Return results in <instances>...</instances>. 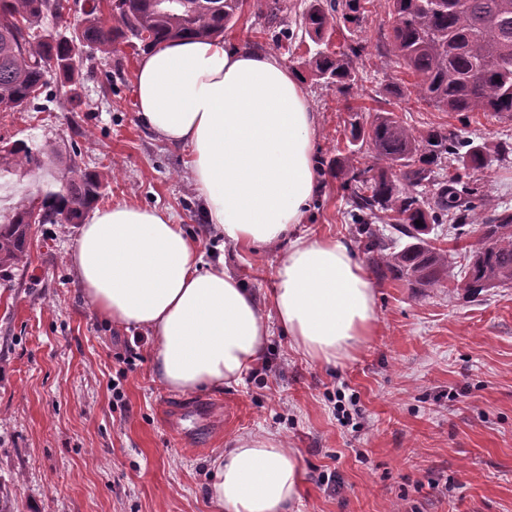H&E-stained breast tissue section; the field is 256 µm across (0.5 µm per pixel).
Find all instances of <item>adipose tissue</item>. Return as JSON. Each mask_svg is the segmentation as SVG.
Returning a JSON list of instances; mask_svg holds the SVG:
<instances>
[{"instance_id": "obj_1", "label": "adipose tissue", "mask_w": 512, "mask_h": 512, "mask_svg": "<svg viewBox=\"0 0 512 512\" xmlns=\"http://www.w3.org/2000/svg\"><path fill=\"white\" fill-rule=\"evenodd\" d=\"M140 120L189 151L204 223L240 248L287 242L268 307L165 208L117 203L83 224L70 261L82 293L113 327L154 340L153 370L176 392L241 381L274 330L307 360L333 364L377 332L370 275L350 242L297 234L319 189V114L283 59L245 41L178 39L137 67ZM207 492L224 512H295L301 470L275 438L216 454Z\"/></svg>"}]
</instances>
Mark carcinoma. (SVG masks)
<instances>
[{"mask_svg":"<svg viewBox=\"0 0 512 512\" xmlns=\"http://www.w3.org/2000/svg\"><path fill=\"white\" fill-rule=\"evenodd\" d=\"M367 0H308L302 12L304 35L318 49L308 59L315 80L347 97L358 93L356 64L366 45L354 40L330 53L328 44L340 23L362 26ZM389 40L394 55L416 77L421 98L443 112H495L512 117V0H388ZM242 0H110V15H98L95 0L78 25L65 32L41 29L51 13L60 19L67 0H0V112L38 106L55 76L69 87L78 107L74 56L79 48L107 53L121 43L140 42L142 50L184 37L213 39L239 17ZM275 24L274 43L293 39L281 14L286 0H267ZM369 140L385 169L377 175L359 167V145ZM352 148L331 164L334 177L349 192L357 242L394 277L410 284L450 283L472 297L512 285V213L492 207L473 174L487 168L485 147L453 131L417 135L390 113H379L364 128L351 123ZM42 153L25 143L0 147V172L36 168ZM400 171L406 188L396 183ZM95 173L74 168L65 188L45 192L41 205L17 207L0 225V277L24 263L30 224L73 223L101 196ZM451 219L456 236L474 235L478 247L460 261L424 238L430 224ZM386 220L411 243L398 250L378 236L373 224ZM422 224L417 225L415 221Z\"/></svg>","mask_w":512,"mask_h":512,"instance_id":"obj_1","label":"carcinoma"}]
</instances>
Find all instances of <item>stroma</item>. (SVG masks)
I'll use <instances>...</instances> for the list:
<instances>
[{
    "instance_id": "35a3bbf8",
    "label": "stroma",
    "mask_w": 512,
    "mask_h": 512,
    "mask_svg": "<svg viewBox=\"0 0 512 512\" xmlns=\"http://www.w3.org/2000/svg\"><path fill=\"white\" fill-rule=\"evenodd\" d=\"M264 3L244 0L226 37L274 48ZM389 25L386 0H374L352 98L316 84L307 44L277 50L320 116L321 188L300 233L355 238L348 194L330 172L350 147V110L367 123L389 110L414 131L451 130L492 150L512 144V120L420 99L391 51ZM138 60L123 44L108 54L80 49L81 110L54 83L47 111L0 112V139L44 154L43 168L6 174L0 224L19 205H39L69 169L92 171L106 185L100 206L169 208L267 305L284 247L241 250L203 224L187 149L137 116ZM78 232L32 225L26 264L0 277V512H221L207 497L209 464L256 436L294 450L300 512H512V287L473 298L411 285L357 247L378 334L353 357L314 363L278 332L239 384L179 394L154 378L152 338L131 347L137 329L112 327L82 294L68 259Z\"/></svg>"
}]
</instances>
